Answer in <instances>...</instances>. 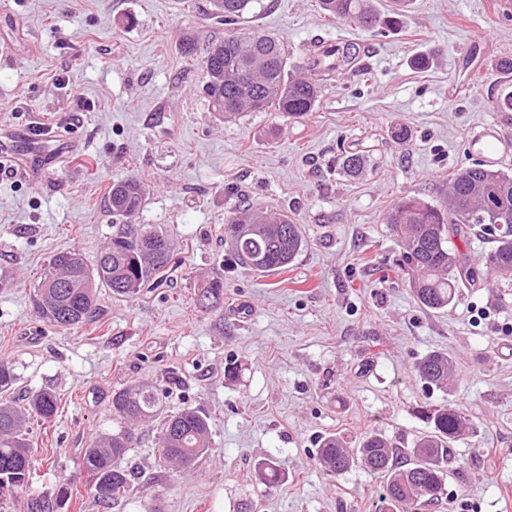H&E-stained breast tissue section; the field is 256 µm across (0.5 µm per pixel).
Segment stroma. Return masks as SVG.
Wrapping results in <instances>:
<instances>
[{
    "mask_svg": "<svg viewBox=\"0 0 512 512\" xmlns=\"http://www.w3.org/2000/svg\"><path fill=\"white\" fill-rule=\"evenodd\" d=\"M204 2L0 0V142L31 165L0 174V361L18 377L16 397L43 387L60 397L56 418L30 427L38 480L0 495V512H26L28 497L63 487L59 512H377L380 480L359 468L326 474L320 437L353 445L378 431L408 448L426 429L418 409L444 404L476 433L450 450L440 512H512V294L465 288L448 311L424 310L386 222L405 195L445 203L453 174L483 159L474 127L512 143V111L497 106L512 91L497 68L512 58V8L409 0L396 30L370 33L318 0H259L254 25L296 71L319 41L355 44L359 56L303 118L249 112L227 123L202 92L198 59L225 32ZM419 54L427 69L414 68ZM351 153L360 171L344 168ZM132 177L145 190L133 223L165 231L181 264L133 298L100 290L83 327L40 319L32 297L50 257L95 260L112 231L110 191ZM243 200L301 224L308 244L287 271L225 270L224 219ZM217 276L224 303L203 308L199 291ZM433 350L458 363L451 390L413 373ZM168 375L165 412L208 414L212 445L179 473L159 461L149 425L125 460L139 473L134 489L103 510L81 460L112 427V391ZM267 459L285 474L270 489L254 479Z\"/></svg>",
    "mask_w": 512,
    "mask_h": 512,
    "instance_id": "stroma-1",
    "label": "stroma"
}]
</instances>
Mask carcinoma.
<instances>
[{
    "mask_svg": "<svg viewBox=\"0 0 512 512\" xmlns=\"http://www.w3.org/2000/svg\"><path fill=\"white\" fill-rule=\"evenodd\" d=\"M326 14L349 20L366 31L393 30L400 11L380 13L373 0H319ZM253 0H209L204 13L226 26L223 38L213 42L201 66L202 87L211 109L230 122L245 112H279L299 118L314 110L321 84L352 63L354 54L339 45L320 46L309 62L317 79L291 73L288 51L274 36L247 24ZM112 214L131 217L143 206L139 180L112 186ZM388 223L398 237L400 266L418 304L427 311L443 312L453 305L463 288H499L512 284V174L483 164L457 172L449 183L448 206L438 208L414 197L398 199ZM480 227L491 239L482 260L472 263L454 244L453 237L468 242V232ZM224 244L229 267L245 266L261 273L288 267L304 249L301 225L283 211L244 209L224 224ZM179 264L171 240L147 224H114L100 255L89 262L74 250H61L44 268L34 293L35 313L61 329L77 328L98 314L97 293L107 288L118 297H135L160 286L164 276ZM494 270L490 281L483 269ZM200 303H224V279H210L199 293ZM457 365L445 351H431L414 365V374L440 390L454 386ZM17 383L12 367L0 363V493L16 494L34 483L36 467L26 425L33 418L46 423L58 412V397L41 389L18 405L4 393ZM167 390L131 383L112 391V432L96 436L84 449L82 467L94 498L109 507L126 498L132 474L121 466L138 446L137 430L162 418L160 459L182 469L194 468L211 447L210 417L185 407L162 416ZM427 431L410 448L395 446L385 435L371 432L351 448L339 435L321 438L319 464L331 474L361 467L382 479L378 512H426L443 498L448 476V451L459 438L475 434L471 420L448 405L419 410ZM255 475L271 488L282 480L277 462L264 460ZM67 488L55 498L27 502L28 512H57Z\"/></svg>",
    "mask_w": 512,
    "mask_h": 512,
    "instance_id": "obj_1",
    "label": "carcinoma"
}]
</instances>
